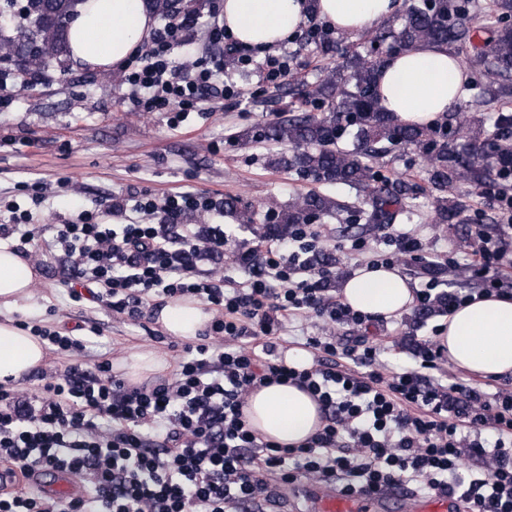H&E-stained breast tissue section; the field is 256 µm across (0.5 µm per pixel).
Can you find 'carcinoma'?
I'll return each instance as SVG.
<instances>
[{
	"mask_svg": "<svg viewBox=\"0 0 512 512\" xmlns=\"http://www.w3.org/2000/svg\"><path fill=\"white\" fill-rule=\"evenodd\" d=\"M84 0H29L25 31L33 29L47 46V57L59 58L67 51V27L59 17L76 12ZM479 26H474L475 20ZM370 48L351 43L340 52L341 63L326 70L316 85V108L322 116L304 113L262 128L258 139L288 147V153L271 164L311 176L326 183L344 185L365 193L367 208L357 216L367 224H392L408 212L407 192L394 190L380 180L370 161L388 152V147H412L426 162L427 181L436 191L435 221L467 222L466 205L452 189L468 183L480 189L492 173L512 167V150L501 144L512 129V114L502 109L494 130L473 147L467 159L456 149V132L448 125L406 124L379 103L374 44L387 45V54L421 43L448 47L477 76L472 108L483 112L492 104L512 101V0H412L398 26L387 25L365 39ZM0 50L20 52L21 38L0 27ZM237 223L251 227L256 212L224 202ZM351 208L346 200L310 193L296 197L288 209H268V221L259 238L284 237L290 224H310L321 217L337 216Z\"/></svg>",
	"mask_w": 512,
	"mask_h": 512,
	"instance_id": "1",
	"label": "carcinoma"
}]
</instances>
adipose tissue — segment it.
<instances>
[{
    "instance_id": "ef3b65f1",
    "label": "adipose tissue",
    "mask_w": 512,
    "mask_h": 512,
    "mask_svg": "<svg viewBox=\"0 0 512 512\" xmlns=\"http://www.w3.org/2000/svg\"><path fill=\"white\" fill-rule=\"evenodd\" d=\"M312 0H224V26L241 44L265 49L293 34ZM318 16L338 31L360 34L402 9L403 0H313ZM154 26L149 0H82L68 27L74 65L106 71L133 54ZM467 72L447 47L423 43L388 58L378 69L380 103L406 123L431 125L462 97ZM39 283L34 263L0 242V383L20 382L43 366V341L18 327L13 310L30 301ZM341 298L353 310L392 320L408 312L414 293L396 267L365 266L346 278ZM212 315L192 298L168 302L157 321L167 334L196 339ZM438 341L456 368L482 378L512 376V299L481 296L456 308ZM244 415L259 436L301 445L321 426L318 403L291 384L252 390Z\"/></svg>"
}]
</instances>
